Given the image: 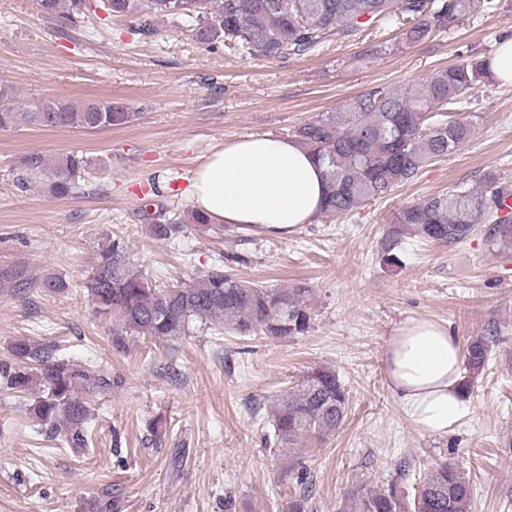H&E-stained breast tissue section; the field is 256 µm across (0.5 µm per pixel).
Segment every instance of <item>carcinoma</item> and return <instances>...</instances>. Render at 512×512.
<instances>
[{
  "label": "carcinoma",
  "instance_id": "cac0c4a2",
  "mask_svg": "<svg viewBox=\"0 0 512 512\" xmlns=\"http://www.w3.org/2000/svg\"><path fill=\"white\" fill-rule=\"evenodd\" d=\"M477 4L478 0H100L106 17L135 18L142 35L153 33L149 16H171L188 24L194 42L206 50L222 44L269 61L305 55L394 14L410 21L406 42H425L459 24ZM38 5L44 17L75 24L82 0H38ZM489 62L488 58L462 61L400 88L374 86L350 98L339 111L298 126L296 140L326 169L327 193L319 218L341 217L387 197L395 187L417 177L426 164L460 147L471 136L472 123L449 115L448 110L466 102L470 90L491 78ZM133 116L127 107L109 101L75 106L43 99L21 111L1 107L0 129L24 123L98 130L125 125ZM89 169L88 158L77 152L54 160L32 152L20 160L16 183L22 188L39 185L49 195L65 199L79 192V179ZM511 195L490 175L482 190L460 186L420 198L400 210L389 225L380 244L383 262L402 266L399 251L409 233L452 244L488 223L491 243L511 248L512 211L506 210ZM139 217L159 240L179 237L187 221L204 233L221 229L196 210L186 221L166 215L161 207L150 211L143 206ZM0 288L58 293L68 284L54 274L34 278L23 269L3 267ZM85 288L96 312L115 319L112 347L118 351L138 336L177 340L189 335L194 324L202 331L225 329L241 337L286 339L307 333L311 322L307 305L311 288L303 281L286 288L257 287L224 271L219 259L189 281L161 289L133 268L127 247L117 236L102 248ZM492 343L490 336L468 342L464 355L470 372L485 366ZM0 381L19 393L37 385L31 405L37 433L76 453L88 448L94 421L81 387L91 382L102 393L112 391L111 377L90 373L52 342L27 337L15 339L11 358L0 361ZM349 408V392L336 371L315 369L271 402L267 419L274 445L291 448L307 436L327 442L345 425ZM296 483L300 492L288 501L287 512H306L307 481L299 474ZM472 498L470 482L444 461L422 480L411 512H470ZM401 509L395 488L375 489L361 482L352 485L338 505V512Z\"/></svg>",
  "mask_w": 512,
  "mask_h": 512
}]
</instances>
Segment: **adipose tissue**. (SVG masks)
Instances as JSON below:
<instances>
[{"label": "adipose tissue", "mask_w": 512, "mask_h": 512, "mask_svg": "<svg viewBox=\"0 0 512 512\" xmlns=\"http://www.w3.org/2000/svg\"><path fill=\"white\" fill-rule=\"evenodd\" d=\"M326 193L325 168L297 140L247 136L207 155L192 182L193 207L215 224L281 238L313 223ZM464 353L447 325L411 317L386 346L388 388L419 431L444 436L468 412Z\"/></svg>", "instance_id": "1"}]
</instances>
